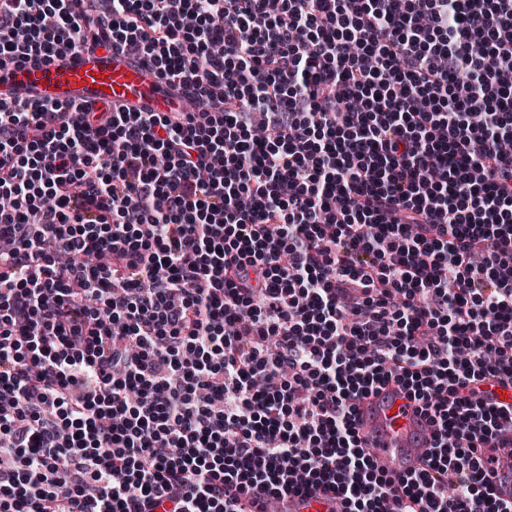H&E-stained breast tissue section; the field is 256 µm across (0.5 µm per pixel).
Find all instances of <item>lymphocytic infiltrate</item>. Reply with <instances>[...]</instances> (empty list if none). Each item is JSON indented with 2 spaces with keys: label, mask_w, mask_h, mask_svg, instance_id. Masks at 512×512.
I'll use <instances>...</instances> for the list:
<instances>
[{
  "label": "lymphocytic infiltrate",
  "mask_w": 512,
  "mask_h": 512,
  "mask_svg": "<svg viewBox=\"0 0 512 512\" xmlns=\"http://www.w3.org/2000/svg\"><path fill=\"white\" fill-rule=\"evenodd\" d=\"M72 2L0 0V63L123 45L194 108L0 105V512H512V0ZM476 397L489 403L502 402L512 403V387L504 386L497 381L491 380L477 387ZM416 407L394 383L359 403L363 446L390 474L422 467L432 440V426ZM264 501V511L258 512H329L334 510L336 498L328 489L318 488L285 499L267 496Z\"/></svg>",
  "instance_id": "f902f5d3"
}]
</instances>
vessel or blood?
<instances>
[{
    "mask_svg": "<svg viewBox=\"0 0 512 512\" xmlns=\"http://www.w3.org/2000/svg\"><path fill=\"white\" fill-rule=\"evenodd\" d=\"M38 103L101 107L121 112H182L190 103L182 90L117 45L69 50L44 61L0 66V104L18 98ZM484 401L512 403V387L491 380L477 387ZM364 446L388 473L419 470L432 426L396 384L364 398L359 406ZM336 498L324 488L281 499L266 497L264 512H333Z\"/></svg>",
    "mask_w": 512,
    "mask_h": 512,
    "instance_id": "1",
    "label": "vessel or blood"
}]
</instances>
